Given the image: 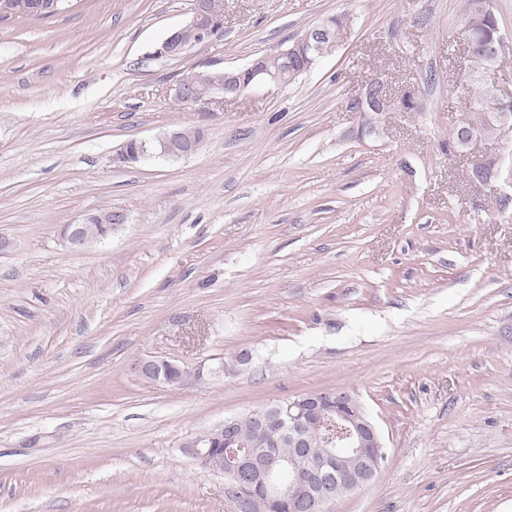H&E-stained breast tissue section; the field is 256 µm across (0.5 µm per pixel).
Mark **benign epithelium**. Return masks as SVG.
I'll return each mask as SVG.
<instances>
[{
	"label": "benign epithelium",
	"instance_id": "7a95c632",
	"mask_svg": "<svg viewBox=\"0 0 512 512\" xmlns=\"http://www.w3.org/2000/svg\"><path fill=\"white\" fill-rule=\"evenodd\" d=\"M224 25L223 0H193V18L190 24L171 34L156 50V54L175 59L182 56L185 37L193 36L197 42L218 39ZM345 26L342 17H330L304 30L299 36L285 41L271 54L255 58L247 67L229 69L224 76L210 83L208 96L198 98L189 88L178 82L175 98L190 106L223 104L238 98L247 88L259 84L285 85L284 73L268 66L269 56L280 59L288 68L304 72L325 55L324 46L337 40ZM461 36L465 42L469 61L482 56L480 67H472L476 82L463 88L470 98L478 100L486 116L498 126L499 131L481 128L470 131L456 141L453 151L473 153L478 142L501 143L512 137V104L499 97L482 96L479 83L493 70L501 56L512 47V39L500 33L497 43L478 50L473 41L469 23H464ZM384 81L375 78L364 91L349 103L352 112L364 115L383 114L399 107L397 99L380 92ZM202 142L198 130L190 133L178 128L141 142L136 156L121 151L115 162L138 163L148 158L179 159L193 155ZM492 163L495 176L512 183V165L504 167L498 154H486L475 160L483 165ZM124 217L112 211L89 214L80 221L65 227L64 236L73 250H84L112 235ZM164 360H144L139 365L141 375L165 385L184 384L188 380L200 382L204 374L220 373L224 366L205 369H181V378L174 381L163 373ZM259 431L264 433L272 426H280L282 437L288 444V453L253 448L224 456L213 451V444L223 443L230 448L241 447L236 434L237 417H228L224 423L183 444L192 459L203 469L224 476L225 498L232 512H328L336 501L335 484L355 492L378 477L384 460V443L372 418L366 413L357 397L347 390L314 392L290 398L274 405L253 410Z\"/></svg>",
	"mask_w": 512,
	"mask_h": 512
}]
</instances>
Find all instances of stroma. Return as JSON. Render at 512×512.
<instances>
[{"label":"stroma","mask_w":512,"mask_h":512,"mask_svg":"<svg viewBox=\"0 0 512 512\" xmlns=\"http://www.w3.org/2000/svg\"><path fill=\"white\" fill-rule=\"evenodd\" d=\"M191 8L0 19V512H229L184 442L325 390L354 393L386 453L331 512H512V209L448 149L462 0H224L223 39L155 56ZM331 15L337 47L288 86L175 102L187 72ZM377 77L422 109L361 138L348 105ZM174 127L203 132L195 155L113 165ZM106 210L111 239L62 242ZM155 358L235 368L169 387L137 370Z\"/></svg>","instance_id":"stroma-1"}]
</instances>
